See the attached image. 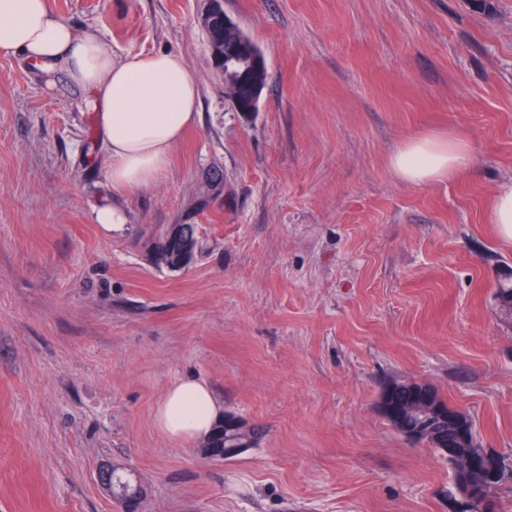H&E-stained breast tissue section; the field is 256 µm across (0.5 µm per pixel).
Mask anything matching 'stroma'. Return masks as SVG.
<instances>
[{
	"label": "stroma",
	"mask_w": 512,
	"mask_h": 512,
	"mask_svg": "<svg viewBox=\"0 0 512 512\" xmlns=\"http://www.w3.org/2000/svg\"><path fill=\"white\" fill-rule=\"evenodd\" d=\"M113 56L166 50L200 119L129 223L84 92L0 53V512H451L447 462L384 417L423 381L512 455V322L494 298L512 241L487 214L512 186V0H223L260 47L259 109L234 111L199 17L207 0H50ZM464 137L477 174L412 183L405 143ZM224 199L193 212L200 180ZM209 244L161 270L156 229ZM194 377L265 433L229 460L161 434L154 409ZM220 191L224 193V172L222 169L207 170L202 176L201 191L192 207L193 211L203 209L207 206L212 193Z\"/></svg>",
	"instance_id": "obj_1"
}]
</instances>
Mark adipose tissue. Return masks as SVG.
Segmentation results:
<instances>
[{
    "label": "adipose tissue",
    "instance_id": "1",
    "mask_svg": "<svg viewBox=\"0 0 512 512\" xmlns=\"http://www.w3.org/2000/svg\"><path fill=\"white\" fill-rule=\"evenodd\" d=\"M0 52L34 63L48 75L64 72L85 92L109 159L112 191L95 209L93 221L105 234L123 232L127 195L160 180L186 132L198 122L196 73L168 51L113 57L96 30L76 31L50 8L49 0H0ZM391 164L414 183L477 169L467 142L458 137L412 140ZM221 418L210 387L194 378L170 385L154 414L157 428L174 441L207 435Z\"/></svg>",
    "mask_w": 512,
    "mask_h": 512
}]
</instances>
